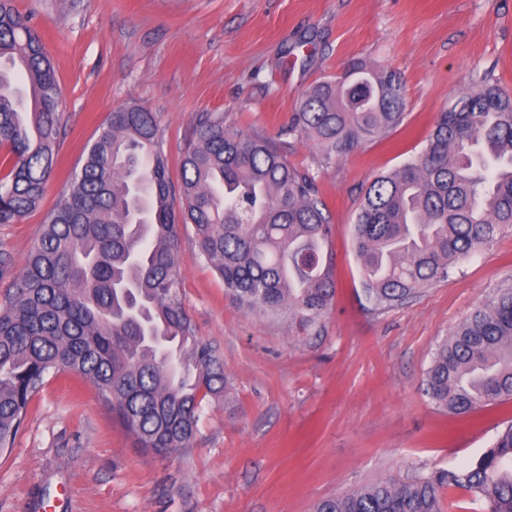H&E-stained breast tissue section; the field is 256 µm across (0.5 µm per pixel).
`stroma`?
<instances>
[{
  "label": "stroma",
  "instance_id": "35a3bbf8",
  "mask_svg": "<svg viewBox=\"0 0 512 512\" xmlns=\"http://www.w3.org/2000/svg\"><path fill=\"white\" fill-rule=\"evenodd\" d=\"M32 16L62 89L64 124L39 207L0 224V304L46 214L112 110L156 116L172 186L195 120L272 138L309 171L333 228L336 296L317 331L238 309L180 226L177 262L197 336L224 363V401L204 406L192 448H136L94 386L49 378L11 448L0 452V512H313L323 498L386 476L462 467L512 420V401L466 415L438 408L422 382L439 342L512 283V228L402 305L362 292L354 222L375 176L424 149L439 112L484 75L512 86V0H16ZM394 70L402 123L343 158L286 129L303 92L354 60Z\"/></svg>",
  "mask_w": 512,
  "mask_h": 512
}]
</instances>
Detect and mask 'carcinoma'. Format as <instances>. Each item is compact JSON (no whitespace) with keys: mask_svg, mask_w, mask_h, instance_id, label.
Listing matches in <instances>:
<instances>
[{"mask_svg":"<svg viewBox=\"0 0 512 512\" xmlns=\"http://www.w3.org/2000/svg\"><path fill=\"white\" fill-rule=\"evenodd\" d=\"M50 53L15 0H0V224L35 209L51 179L62 127ZM402 82L352 61L302 95L288 133L340 159L397 127ZM174 193L155 115L138 104L110 113L85 161L49 211L13 293L0 305V451L13 446L46 378L90 381L137 447H191L203 405L224 396L216 346L199 339L182 303L178 226L239 308L303 331L320 327L336 292L324 255L332 228L314 178L269 138L196 118ZM180 207H175V199ZM512 224V89L484 76L439 113L425 148L380 174L359 205L353 248L366 300L389 309L448 276ZM423 391L469 414L512 399V286L458 324L435 350ZM485 512H512V423L459 469L380 479L321 500L315 512H444L445 492Z\"/></svg>","mask_w":512,"mask_h":512,"instance_id":"1","label":"carcinoma"}]
</instances>
